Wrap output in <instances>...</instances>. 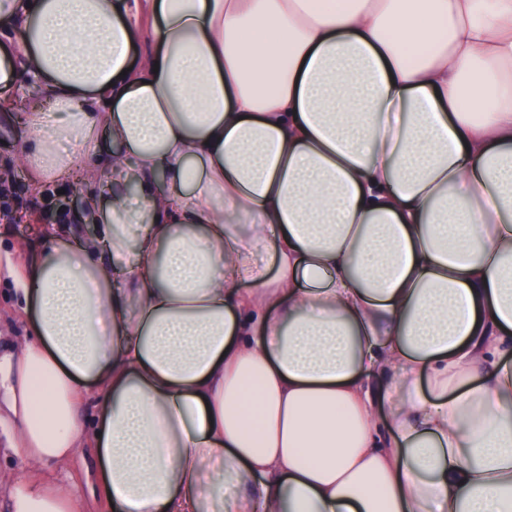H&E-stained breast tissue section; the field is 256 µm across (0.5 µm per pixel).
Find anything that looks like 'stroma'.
<instances>
[{"label": "stroma", "instance_id": "stroma-1", "mask_svg": "<svg viewBox=\"0 0 512 512\" xmlns=\"http://www.w3.org/2000/svg\"><path fill=\"white\" fill-rule=\"evenodd\" d=\"M33 91V81L21 75L15 88L0 95V171H9L7 202L17 223L0 221V351L7 353L18 347L28 336L32 313L26 312L24 303L14 290L9 268L23 269L35 261L40 253L35 225L59 226L71 224L77 234H84L85 221L69 209H47L45 198L32 194L30 173L17 163L21 146L14 131L13 116L22 111ZM27 243V251L16 246ZM14 428L9 421H0V512H9V496L13 484L23 478L62 481L73 486L76 493L75 512H109L107 502L96 493L100 465L94 451H81L62 464L37 467L28 464L19 449Z\"/></svg>", "mask_w": 512, "mask_h": 512}]
</instances>
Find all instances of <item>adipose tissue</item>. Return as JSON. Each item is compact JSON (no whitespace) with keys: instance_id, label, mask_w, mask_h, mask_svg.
Masks as SVG:
<instances>
[{"instance_id":"obj_1","label":"adipose tissue","mask_w":512,"mask_h":512,"mask_svg":"<svg viewBox=\"0 0 512 512\" xmlns=\"http://www.w3.org/2000/svg\"><path fill=\"white\" fill-rule=\"evenodd\" d=\"M1 36L31 191L97 224L15 277L29 464L91 446L115 512H512V0H0Z\"/></svg>"}]
</instances>
